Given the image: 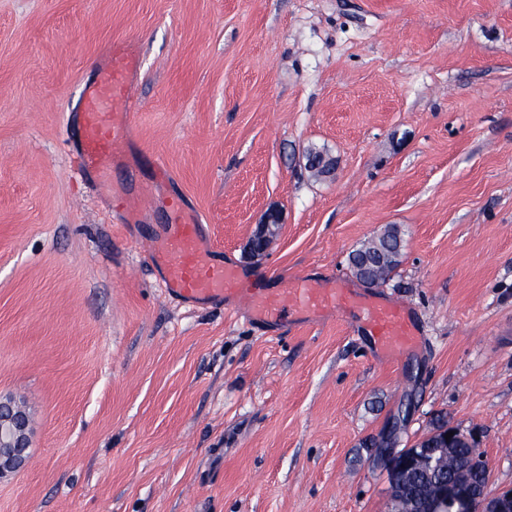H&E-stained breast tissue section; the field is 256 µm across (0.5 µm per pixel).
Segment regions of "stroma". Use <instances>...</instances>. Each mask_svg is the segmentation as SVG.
<instances>
[{
    "label": "stroma",
    "mask_w": 512,
    "mask_h": 512,
    "mask_svg": "<svg viewBox=\"0 0 512 512\" xmlns=\"http://www.w3.org/2000/svg\"><path fill=\"white\" fill-rule=\"evenodd\" d=\"M141 47L135 194L157 160L220 250L271 288L351 279L397 225L379 293L420 350L387 364L354 320L262 328L166 296L78 171V101L100 48ZM336 160L313 178L306 151ZM277 214L265 255L256 225ZM27 465L0 512H387L366 440L433 423L512 487V0H0V397ZM402 238L394 227L363 243L349 255V265L357 280L368 288L377 287L400 263Z\"/></svg>",
    "instance_id": "35a3bbf8"
}]
</instances>
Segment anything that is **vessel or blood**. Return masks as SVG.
Returning a JSON list of instances; mask_svg holds the SVG:
<instances>
[{"label": "vessel or blood", "mask_w": 512, "mask_h": 512, "mask_svg": "<svg viewBox=\"0 0 512 512\" xmlns=\"http://www.w3.org/2000/svg\"><path fill=\"white\" fill-rule=\"evenodd\" d=\"M101 55L95 79L85 84L80 94L78 154L83 171L92 173L98 185L105 187L113 168L131 161V130L141 108L135 86L141 52L136 42L118 39L106 43ZM168 182L167 168L156 165L152 185L136 198L117 197L113 203L131 218L158 200L166 207L168 223L143 242L142 248L171 298L221 305L244 313L261 326L279 325L291 317L316 323L333 316H355L380 361H397L421 347L423 328L406 304L341 279L316 282L298 275L288 287L274 289L247 274L233 258L224 257L199 212L182 195L165 193Z\"/></svg>", "instance_id": "1"}]
</instances>
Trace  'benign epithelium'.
Masks as SVG:
<instances>
[{
  "label": "benign epithelium",
  "instance_id": "7a95c632",
  "mask_svg": "<svg viewBox=\"0 0 512 512\" xmlns=\"http://www.w3.org/2000/svg\"><path fill=\"white\" fill-rule=\"evenodd\" d=\"M277 220L270 216L259 224L253 234L251 247L255 255L267 251L275 235ZM31 445L29 417L22 405L12 399H0V478L21 469L28 460ZM372 465L383 472L390 486L391 497L396 498L411 481L414 472L422 471L433 479L434 491L422 504V512H512V488L495 494L456 495L452 485L460 486L468 473L478 472L486 465L483 460L472 459L451 479L433 478V459L415 450L400 451L396 447L380 448L374 454Z\"/></svg>",
  "mask_w": 512,
  "mask_h": 512
}]
</instances>
